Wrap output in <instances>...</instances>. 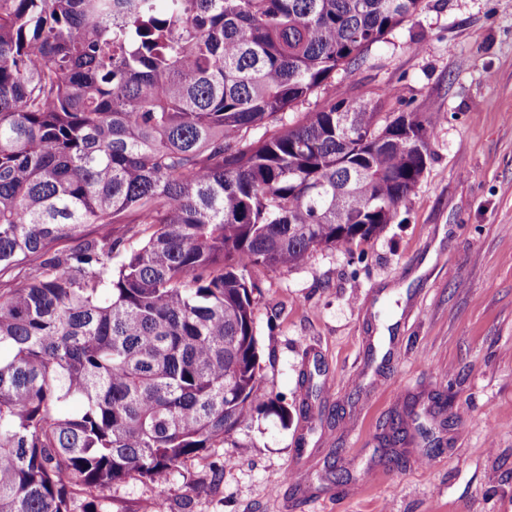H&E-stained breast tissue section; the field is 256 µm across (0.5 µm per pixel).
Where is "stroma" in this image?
<instances>
[{"instance_id":"35a3bbf8","label":"stroma","mask_w":512,"mask_h":512,"mask_svg":"<svg viewBox=\"0 0 512 512\" xmlns=\"http://www.w3.org/2000/svg\"><path fill=\"white\" fill-rule=\"evenodd\" d=\"M336 96L440 115L423 176L371 240L255 270L260 392L282 410L164 483L98 490L109 512H512V0H425L286 117ZM410 406L433 437L408 430L394 462Z\"/></svg>"}]
</instances>
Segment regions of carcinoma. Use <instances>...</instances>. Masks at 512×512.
<instances>
[{
  "label": "carcinoma",
  "instance_id": "carcinoma-1",
  "mask_svg": "<svg viewBox=\"0 0 512 512\" xmlns=\"http://www.w3.org/2000/svg\"><path fill=\"white\" fill-rule=\"evenodd\" d=\"M423 2L0 0V512L161 483L279 406L251 270L392 223L437 122L285 114Z\"/></svg>",
  "mask_w": 512,
  "mask_h": 512
}]
</instances>
